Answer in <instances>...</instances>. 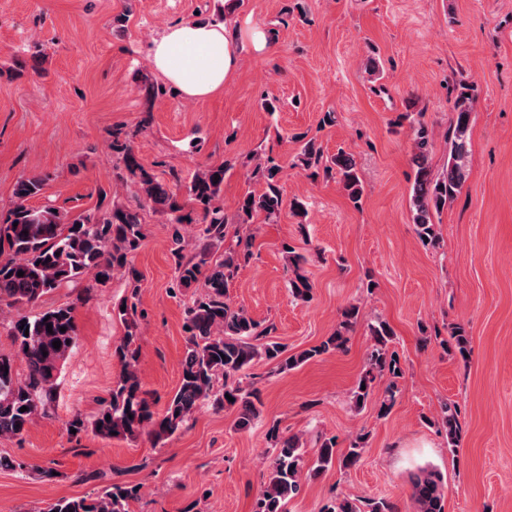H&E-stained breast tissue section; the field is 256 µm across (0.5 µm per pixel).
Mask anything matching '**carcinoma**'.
<instances>
[{"mask_svg": "<svg viewBox=\"0 0 512 512\" xmlns=\"http://www.w3.org/2000/svg\"><path fill=\"white\" fill-rule=\"evenodd\" d=\"M472 110L468 97L461 95L455 101L456 119L448 137L447 167L436 177L429 165L432 135L420 121L415 127L412 220L420 241L426 240L433 247L439 242L434 213L443 209L468 179ZM295 140L300 143L299 166L309 170L321 165L327 173L336 172L348 198L359 204L364 188L354 157L340 151L326 159L314 140L304 135L295 136ZM112 152L121 158L129 178L138 185L141 201L134 205L114 202L112 208L96 215L72 216L50 205L31 204L45 187L42 176L31 174L17 180L11 207L0 221V315L6 309L15 311L7 326L15 352L0 354V439L20 437L37 418L50 415L62 364L77 340L72 306L42 309L33 315L23 309L39 306L44 297L77 283L89 272L101 277L103 285L115 270L125 272L131 284L129 296L113 309L115 317L125 325V333L114 347L121 370L113 381L110 398L103 402L95 418L88 422L76 414L66 421V429H74L78 434L89 429L104 440L146 434L159 444L182 429L201 406L210 403L220 408H237L236 428L248 430L260 416L256 405L260 398L244 383V371L263 360L282 373L343 348L357 321L358 308L346 309L336 331L321 344L286 357V347L269 339L273 327L261 325L244 308L230 304L229 288L241 264L251 255L250 240L240 234V228L256 219L274 223L283 209L278 185L281 166L272 155L253 154L252 175L264 183V189L258 192L246 188L231 219L224 214L220 200L224 179L234 168L232 161L208 165L195 172L186 185L183 200L178 174H172L173 182L168 183L149 172L139 162L128 136L118 129L112 131ZM146 204L176 224L192 223L194 211L201 215L195 231V254H184L181 235L174 231L173 287L181 290L199 284L202 291L194 295L185 309L187 348L181 362L180 382L161 415L151 410L137 370V318L143 316L139 310L141 277L130 265V258L146 238L142 217ZM231 228L237 243L221 253L219 249ZM282 250L288 257V288L294 298L310 301L313 285L303 267L305 258L287 244ZM20 271L21 277L17 276ZM62 327L66 331H60ZM370 335L373 344L365 372L352 391V403L357 409L364 406L372 384L385 378L388 384L379 408V413L385 415L395 401L396 379L400 377L397 370L401 365L396 351L391 349L394 331L389 323L380 321L371 326ZM56 340L61 341L58 349L52 345ZM24 406L27 410L20 411ZM441 420L448 435V447L453 448L459 432L458 410L443 404ZM266 435L275 454L269 464L268 481L254 502L253 512H285L286 503L300 492L305 473L316 476L335 465L344 469L356 466L367 438L365 434L358 435L345 451L336 448V439H325L309 464L306 445L299 435H285L276 422ZM411 489L413 512H445V484L439 472L420 469L412 478ZM138 497V486L113 484L95 498H59L46 512H130V502ZM324 512H393V508L383 501L362 502L338 496Z\"/></svg>", "mask_w": 512, "mask_h": 512, "instance_id": "1", "label": "carcinoma"}]
</instances>
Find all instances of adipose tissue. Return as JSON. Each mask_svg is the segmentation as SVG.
<instances>
[{
	"label": "adipose tissue",
	"instance_id": "1",
	"mask_svg": "<svg viewBox=\"0 0 512 512\" xmlns=\"http://www.w3.org/2000/svg\"><path fill=\"white\" fill-rule=\"evenodd\" d=\"M242 37L232 19L221 23L180 21L151 46L156 72L195 100L223 90L241 58Z\"/></svg>",
	"mask_w": 512,
	"mask_h": 512
}]
</instances>
